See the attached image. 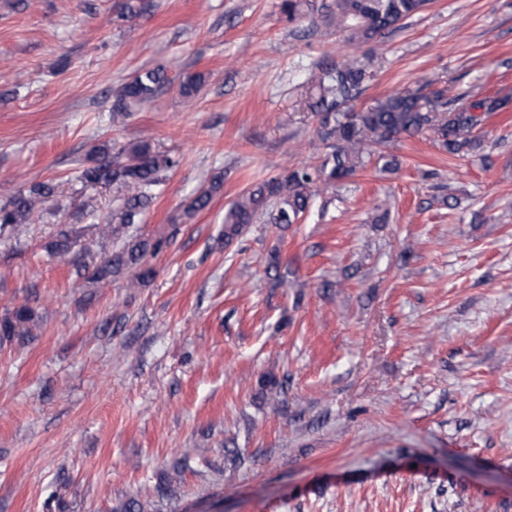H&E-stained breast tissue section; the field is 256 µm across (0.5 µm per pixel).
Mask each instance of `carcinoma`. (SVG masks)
<instances>
[{"instance_id":"obj_1","label":"carcinoma","mask_w":512,"mask_h":512,"mask_svg":"<svg viewBox=\"0 0 512 512\" xmlns=\"http://www.w3.org/2000/svg\"><path fill=\"white\" fill-rule=\"evenodd\" d=\"M427 0H282L281 11L289 22L305 21L310 26H332L358 47L378 44L386 34L399 29L402 22L421 12ZM152 0H122L117 18L140 19L151 13ZM363 58L347 57L317 64L307 78L302 94L303 110L317 119L316 135L326 152L316 166L303 165L264 180L246 190L224 213V241L229 243L254 223L267 203L276 202L269 213L274 224H295L309 210L317 188L328 187L354 178L371 161L384 172L401 167L399 156L391 147L403 136L424 135L433 140L450 158H464L481 145L479 125L491 113L502 109L496 98H473L470 90L449 97L435 82L415 90L389 94L374 104L358 108L355 102L373 79L372 53ZM205 82L201 73L186 75L179 86L181 95L191 97ZM169 79L162 68L144 69L114 94L112 112L124 116L131 108L152 98L167 86ZM178 165L171 155L141 142L115 148L104 143L91 152L79 171L78 179L86 186L116 185L126 192L120 212L104 225L103 234L115 239L137 223L150 208L166 172ZM221 187L216 176L188 206V211L205 209L213 193ZM58 184L52 180L8 191L0 203V232L15 224H30L41 217L43 205L57 196ZM73 239L66 231L51 243L54 257L70 260ZM158 244L140 238L125 240L103 261L86 260L80 270L93 282H101L123 272H134L132 284H140L153 275L144 266L149 251ZM35 312L28 306L13 309L0 319L1 336H21L33 322Z\"/></svg>"}]
</instances>
